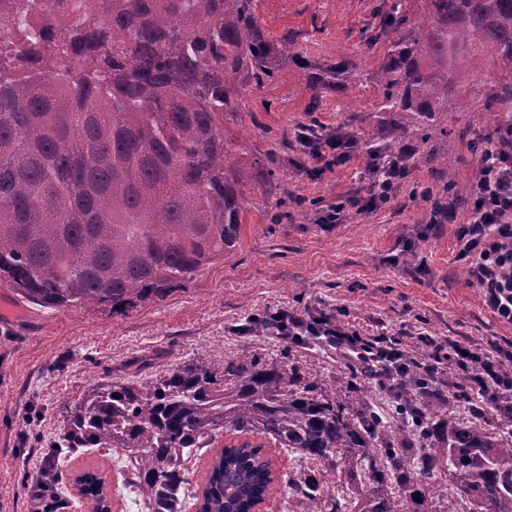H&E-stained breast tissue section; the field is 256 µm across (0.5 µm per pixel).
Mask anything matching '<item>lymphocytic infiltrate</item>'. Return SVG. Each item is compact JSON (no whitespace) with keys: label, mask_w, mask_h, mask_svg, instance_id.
<instances>
[{"label":"lymphocytic infiltrate","mask_w":512,"mask_h":512,"mask_svg":"<svg viewBox=\"0 0 512 512\" xmlns=\"http://www.w3.org/2000/svg\"><path fill=\"white\" fill-rule=\"evenodd\" d=\"M308 163L305 175L312 180L324 178L345 164L356 153L353 140L342 133L327 130L319 120L300 124L296 129ZM488 148L469 184L471 209L465 224L456 232V259L465 268L467 282L476 288L483 306L498 320L512 323V126L492 132ZM400 185L389 177L369 186L365 195L351 197L323 208L319 223H339L348 207L365 212L379 210ZM289 335L317 327L331 335L333 349L347 364L368 368L379 353L393 354L395 364L417 368L430 377L439 393H447L443 361H452L467 377L465 394L470 401L489 405L512 394V373L507 372L501 356L456 342L432 341L433 355L418 357L392 336H365L358 330L333 322L329 314L304 316L297 310L283 311Z\"/></svg>","instance_id":"1"}]
</instances>
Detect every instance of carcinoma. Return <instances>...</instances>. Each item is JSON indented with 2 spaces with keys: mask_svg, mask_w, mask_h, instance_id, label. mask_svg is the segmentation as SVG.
Segmentation results:
<instances>
[{
  "mask_svg": "<svg viewBox=\"0 0 512 512\" xmlns=\"http://www.w3.org/2000/svg\"><path fill=\"white\" fill-rule=\"evenodd\" d=\"M413 0L381 14L388 62L375 74L384 120L360 142L365 159L412 167L448 147L442 116L468 109L454 73L468 64L496 87L470 130L512 124V0ZM0 284L43 308L125 313L193 281L236 247L245 189L277 172L224 138L241 114L237 87L272 73L253 0H0ZM461 54L448 61V43ZM468 202L443 178L439 194ZM371 376L327 387L286 363L243 355L191 361L145 381L113 380L69 412L40 481L56 494L69 456L146 450L133 486L144 512H186L185 459L220 430L258 434L314 464L288 500L311 512H413L445 486L469 512H512V408L478 426L424 416L429 380L413 369L385 385L400 428L365 400ZM269 462L245 442L212 458L196 512H253ZM405 495H400V492Z\"/></svg>",
  "mask_w": 512,
  "mask_h": 512,
  "instance_id": "1",
  "label": "carcinoma"
}]
</instances>
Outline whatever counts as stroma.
<instances>
[{
  "label": "stroma",
  "mask_w": 512,
  "mask_h": 512,
  "mask_svg": "<svg viewBox=\"0 0 512 512\" xmlns=\"http://www.w3.org/2000/svg\"><path fill=\"white\" fill-rule=\"evenodd\" d=\"M389 2L254 0L269 42L289 44L292 57L262 84L240 87L243 115L225 122L224 136L246 142L249 159L277 168L304 205L294 200L281 218L278 185L252 189L237 246L185 287L136 310L27 303L18 322L0 325V512H29L46 448L62 431L68 408L99 383L245 354L290 361L328 383L346 373V364L330 352L235 334V326L254 314L284 307L333 314L362 334L402 337L421 353L428 336L512 350V324L482 306L455 259V231L466 221V207H457L450 222L431 224L430 200L415 193L420 186L438 189L447 172L470 182L476 168L470 112L449 113L447 156L421 153L417 168L381 209L347 210L335 226L313 219L322 205L362 194L365 160L355 157L311 181L300 171L305 159L293 130L315 118L361 138L381 121L373 76L387 44H368L365 34ZM342 61L350 63L349 71L337 72ZM274 144L279 150L273 155ZM140 358L146 367L137 366ZM116 457L94 449L67 458L57 484L63 512H73L74 468L92 463L109 472Z\"/></svg>",
  "instance_id": "35a3bbf8"
}]
</instances>
